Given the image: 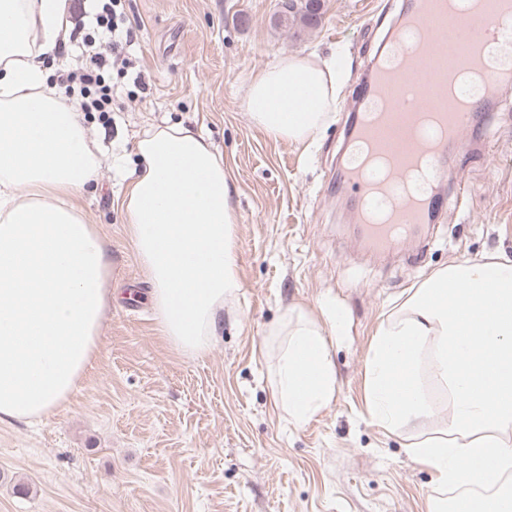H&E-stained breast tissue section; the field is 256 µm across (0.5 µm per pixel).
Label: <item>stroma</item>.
Masks as SVG:
<instances>
[{
	"label": "stroma",
	"mask_w": 512,
	"mask_h": 512,
	"mask_svg": "<svg viewBox=\"0 0 512 512\" xmlns=\"http://www.w3.org/2000/svg\"><path fill=\"white\" fill-rule=\"evenodd\" d=\"M403 3L323 0L303 30L277 0H122L133 66L112 74L111 112L84 121L98 187L74 200L106 244L118 300L70 402L33 426L0 422V512H427L431 496L447 508L484 497L437 485L406 452L450 425L429 362L424 416L391 432L367 405L373 338L409 289L455 261L512 256V81L452 149L438 187L469 185L462 206L390 253L353 231L343 129ZM287 52L337 58L346 76L332 122L303 144L268 138L243 107L250 78ZM163 123L209 138L230 176L240 287L200 356L163 335L120 207L138 140ZM291 309L336 336L335 397L300 426L275 395L271 331Z\"/></svg>",
	"instance_id": "obj_1"
}]
</instances>
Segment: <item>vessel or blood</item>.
I'll return each instance as SVG.
<instances>
[{"label":"vessel or blood","mask_w":512,"mask_h":512,"mask_svg":"<svg viewBox=\"0 0 512 512\" xmlns=\"http://www.w3.org/2000/svg\"><path fill=\"white\" fill-rule=\"evenodd\" d=\"M473 10L465 23L445 31L430 20L434 0H411L402 22L390 34L395 55L393 64L371 62L361 107L352 115L349 137L367 142L374 153L388 160L385 180L373 179L362 167H346L345 175L361 191V203L370 206L374 199L387 202L382 220L363 214V233L377 249L397 247L401 239L418 225L433 223L444 202L433 189L446 172L450 144L459 141L471 123L467 112H439L437 126L446 128L448 137L419 140L412 131L419 111L440 104L442 85L451 78L445 66L449 57H459L469 68L485 67L483 45L497 28L503 11L512 10V0H470ZM428 156L430 185L418 193L396 194L395 188L421 156Z\"/></svg>","instance_id":"obj_1"}]
</instances>
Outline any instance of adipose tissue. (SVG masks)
Here are the masks:
<instances>
[{
	"label": "adipose tissue",
	"instance_id": "1",
	"mask_svg": "<svg viewBox=\"0 0 512 512\" xmlns=\"http://www.w3.org/2000/svg\"><path fill=\"white\" fill-rule=\"evenodd\" d=\"M70 25L68 0H0V422L39 421L69 401L112 301L107 248L73 203L96 180V143L78 104L49 87L43 61ZM337 102L333 66L284 54L250 80L243 106L267 137L303 143ZM137 154L122 207L164 336L197 355L239 286L224 161L182 125L146 132ZM276 336L277 402L301 425L335 396L330 343L303 314L285 316ZM423 345L453 414L447 436L410 444L408 456L439 485L496 488L498 512H512V493L498 487L512 470V259L449 264L380 326L368 365V409L380 427L427 409L425 398H405L401 378Z\"/></svg>",
	"mask_w": 512,
	"mask_h": 512
}]
</instances>
